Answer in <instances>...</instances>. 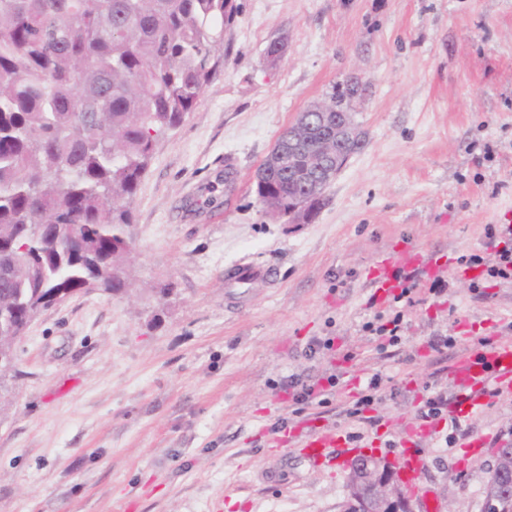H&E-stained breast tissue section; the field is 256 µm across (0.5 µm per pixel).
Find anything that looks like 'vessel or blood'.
<instances>
[{"mask_svg": "<svg viewBox=\"0 0 512 512\" xmlns=\"http://www.w3.org/2000/svg\"><path fill=\"white\" fill-rule=\"evenodd\" d=\"M416 267L425 268L432 275H439L444 267L429 251L408 245L379 256L368 275V281L379 300H388L400 286L401 271ZM452 375L459 388L464 408L458 414L468 417L479 412L489 397L512 400V343L504 342L473 352L465 351L458 355ZM294 444L314 465L332 462V452L347 447L346 437L333 428H313L294 435ZM398 466L410 482H417L423 463L418 453L410 446H403Z\"/></svg>", "mask_w": 512, "mask_h": 512, "instance_id": "b4317fda", "label": "vessel or blood"}]
</instances>
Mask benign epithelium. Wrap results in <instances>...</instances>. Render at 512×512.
Returning a JSON list of instances; mask_svg holds the SVG:
<instances>
[{
	"mask_svg": "<svg viewBox=\"0 0 512 512\" xmlns=\"http://www.w3.org/2000/svg\"><path fill=\"white\" fill-rule=\"evenodd\" d=\"M326 127L327 134L320 138L312 152H301V144L307 131L314 124ZM359 129L353 121L350 109L338 100L314 104L301 112L288 127V158H303L304 166L295 170L306 184L310 196L318 195L319 185L315 174L323 161L328 159L336 171L348 163L350 146L357 138ZM344 512H412L401 484L399 474L390 465L370 457H360L351 466Z\"/></svg>",
	"mask_w": 512,
	"mask_h": 512,
	"instance_id": "1",
	"label": "benign epithelium"
}]
</instances>
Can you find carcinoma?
Segmentation results:
<instances>
[{
	"mask_svg": "<svg viewBox=\"0 0 512 512\" xmlns=\"http://www.w3.org/2000/svg\"><path fill=\"white\" fill-rule=\"evenodd\" d=\"M236 0H0V378L31 320L62 299L127 288L137 185L158 139L195 107ZM256 183L270 213L311 222L270 151ZM485 497L512 512V472Z\"/></svg>",
	"mask_w": 512,
	"mask_h": 512,
	"instance_id": "1",
	"label": "carcinoma"
}]
</instances>
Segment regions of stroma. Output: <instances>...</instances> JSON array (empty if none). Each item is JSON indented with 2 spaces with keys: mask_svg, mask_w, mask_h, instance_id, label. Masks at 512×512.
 Masks as SVG:
<instances>
[{
  "mask_svg": "<svg viewBox=\"0 0 512 512\" xmlns=\"http://www.w3.org/2000/svg\"><path fill=\"white\" fill-rule=\"evenodd\" d=\"M237 3L223 65L140 179L126 293L75 295L14 344L0 512H341L351 456L314 466L271 444V425L334 426L393 464L431 399L412 510L484 512L512 402L450 420L449 372L462 349L512 341V280L463 264L488 225H512V0ZM353 74L364 147L311 223L267 213L258 166ZM401 242L436 254L447 285L420 271L413 303L382 305L367 274ZM242 262L271 275L237 287ZM396 318L398 342L382 346L374 329ZM291 375L327 404L298 409L281 388Z\"/></svg>",
  "mask_w": 512,
  "mask_h": 512,
  "instance_id": "stroma-1",
  "label": "stroma"
}]
</instances>
